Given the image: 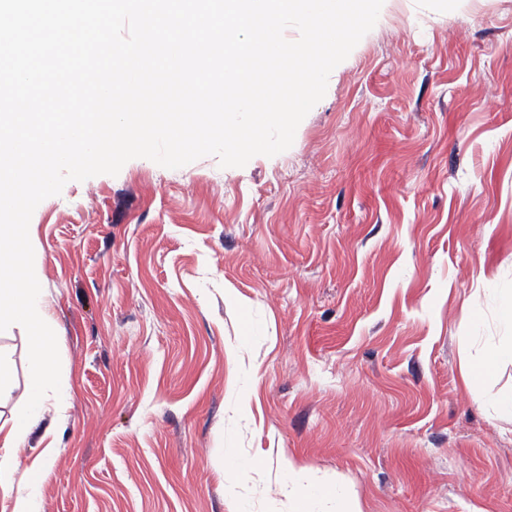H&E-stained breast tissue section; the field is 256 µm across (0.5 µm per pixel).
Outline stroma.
Instances as JSON below:
<instances>
[{"mask_svg": "<svg viewBox=\"0 0 512 512\" xmlns=\"http://www.w3.org/2000/svg\"><path fill=\"white\" fill-rule=\"evenodd\" d=\"M29 236L68 383L13 451L40 512H512L462 372L512 289V0H386L288 150L136 158ZM0 352L7 423L21 325Z\"/></svg>", "mask_w": 512, "mask_h": 512, "instance_id": "35a3bbf8", "label": "stroma"}]
</instances>
